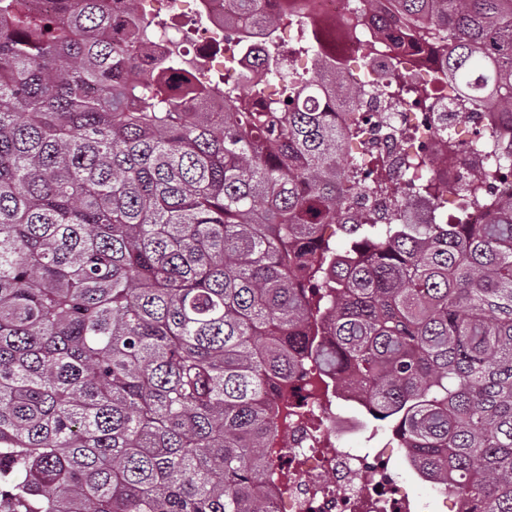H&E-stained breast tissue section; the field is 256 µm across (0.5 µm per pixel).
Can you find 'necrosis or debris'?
I'll use <instances>...</instances> for the list:
<instances>
[{"instance_id": "4bbe7bcc", "label": "necrosis or debris", "mask_w": 512, "mask_h": 512, "mask_svg": "<svg viewBox=\"0 0 512 512\" xmlns=\"http://www.w3.org/2000/svg\"><path fill=\"white\" fill-rule=\"evenodd\" d=\"M151 12L171 16V25L157 30L150 44L141 52L139 64L151 69L155 59L166 50L175 48L188 62H202L220 73L224 82H242L263 57L271 40L280 39V32L265 28L266 16L290 14L310 26L314 43L323 59L334 63L361 62L366 75L389 66L396 57L406 59L407 77L418 71L440 70L444 57L439 49L413 41L396 21L380 27L378 10H368L363 0H257L253 16L238 12L236 0H141ZM371 46V56L359 61L363 46ZM357 109L373 113L380 121L369 149L380 156L391 180L402 183L420 178L419 170L408 167V156L419 152L436 158L443 151L447 133H458L466 149L453 164L435 168L433 175L450 185L459 177L485 164L492 153L500 151L503 140L512 136V119L485 109L471 119L452 112L441 116L428 106L408 107L390 101L379 90L358 102ZM422 121L432 129L423 145L409 143L401 131L406 122ZM316 397L304 410L279 403V423L287 428V442H274L273 448L283 461L288 476L287 489L269 484L265 490L274 512H411L413 496L409 482L422 483L427 494L423 505L447 498L442 485L422 479L411 471L409 479H401L391 466L392 458H405L403 447L384 445L374 455L362 454L351 448L352 438L361 436L366 424L350 411L351 405L362 403V395L352 389H337L335 384L319 374H312ZM339 397L341 411H323L322 405L331 397ZM333 435L336 446L326 450L322 442Z\"/></svg>"}]
</instances>
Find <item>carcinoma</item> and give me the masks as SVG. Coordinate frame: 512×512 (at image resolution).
I'll list each match as a JSON object with an SVG mask.
<instances>
[{
	"mask_svg": "<svg viewBox=\"0 0 512 512\" xmlns=\"http://www.w3.org/2000/svg\"><path fill=\"white\" fill-rule=\"evenodd\" d=\"M448 50L456 110L512 113V0H369ZM104 0H0V507L18 512H273L282 384L309 361L355 384L460 512H512V151L452 188L448 223L401 224L442 184L356 155L368 118L336 99L384 85L413 106L434 80L355 83L294 25L224 113L137 65L154 20ZM51 30H46V26ZM162 73L185 69L161 56ZM394 223L345 219L367 185ZM492 207L486 224L472 208ZM336 224L343 254L325 238Z\"/></svg>",
	"mask_w": 512,
	"mask_h": 512,
	"instance_id": "1",
	"label": "carcinoma"
}]
</instances>
